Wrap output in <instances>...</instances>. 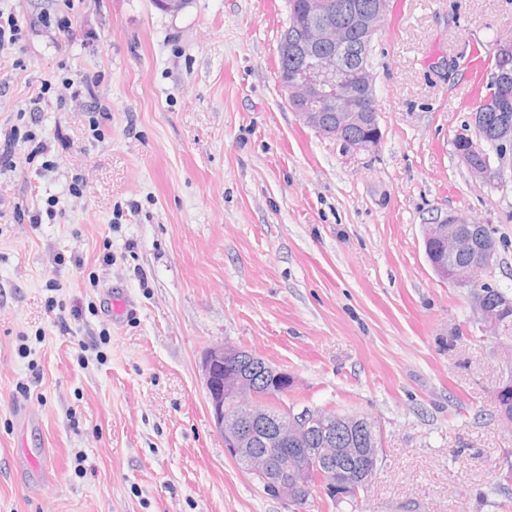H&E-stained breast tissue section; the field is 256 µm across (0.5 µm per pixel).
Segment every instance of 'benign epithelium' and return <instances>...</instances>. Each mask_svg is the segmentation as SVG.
<instances>
[{
    "label": "benign epithelium",
    "mask_w": 512,
    "mask_h": 512,
    "mask_svg": "<svg viewBox=\"0 0 512 512\" xmlns=\"http://www.w3.org/2000/svg\"><path fill=\"white\" fill-rule=\"evenodd\" d=\"M288 23L278 47L283 61L294 64L278 76L292 110L316 132L355 152H373L383 134L378 122L374 75L369 62L373 36L383 27L391 0H377L361 16L366 39L360 61L348 67V34L336 24L333 0H287ZM490 83L512 94L507 69L488 73ZM498 166L489 154L469 167L476 179L491 181L512 171V117L499 114L491 135ZM425 251L438 244L442 256L428 257L440 277L470 288L477 273L492 268L496 242L489 226L471 224L458 215L437 217L424 233ZM463 253L458 264L448 257ZM475 322L486 337L498 336L499 317L483 293L469 294ZM208 409L227 454L251 474L263 492L302 506L319 497L359 501L371 481L378 448L349 451L336 447V436L359 423L336 412L288 406L285 375L249 351L230 344L209 348L202 361ZM320 447L306 451L313 434Z\"/></svg>",
    "instance_id": "1"
}]
</instances>
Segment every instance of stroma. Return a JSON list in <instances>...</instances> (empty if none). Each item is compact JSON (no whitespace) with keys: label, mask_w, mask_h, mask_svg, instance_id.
I'll return each instance as SVG.
<instances>
[{"label":"stroma","mask_w":512,"mask_h":512,"mask_svg":"<svg viewBox=\"0 0 512 512\" xmlns=\"http://www.w3.org/2000/svg\"><path fill=\"white\" fill-rule=\"evenodd\" d=\"M0 12L22 27L0 50V138L30 131L56 163L36 173L21 140L0 173V512H297L212 425L202 358L220 343L288 372L287 405L377 421L356 512H512L508 368L423 243L440 215L489 225L477 279L512 292V176L476 179L452 147L472 126V46L512 39V0H397L372 41V153L290 109L286 0ZM116 290L131 316L112 318Z\"/></svg>","instance_id":"stroma-1"}]
</instances>
